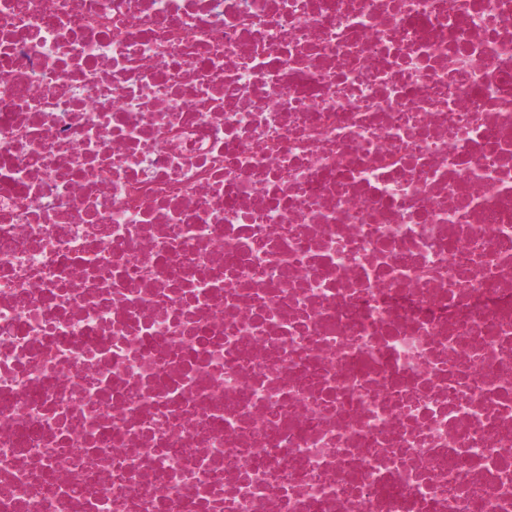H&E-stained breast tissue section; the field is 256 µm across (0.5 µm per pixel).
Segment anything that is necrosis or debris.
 <instances>
[{
	"label": "necrosis or debris",
	"instance_id": "1",
	"mask_svg": "<svg viewBox=\"0 0 512 512\" xmlns=\"http://www.w3.org/2000/svg\"><path fill=\"white\" fill-rule=\"evenodd\" d=\"M0 512H512V0H0Z\"/></svg>",
	"mask_w": 512,
	"mask_h": 512
}]
</instances>
